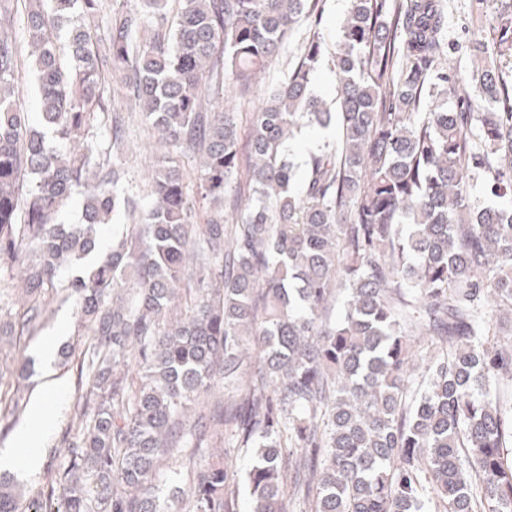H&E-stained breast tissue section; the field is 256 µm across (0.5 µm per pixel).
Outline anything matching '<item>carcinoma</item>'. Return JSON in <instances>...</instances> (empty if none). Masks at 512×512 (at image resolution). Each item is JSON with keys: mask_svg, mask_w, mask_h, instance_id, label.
Returning <instances> with one entry per match:
<instances>
[{"mask_svg": "<svg viewBox=\"0 0 512 512\" xmlns=\"http://www.w3.org/2000/svg\"><path fill=\"white\" fill-rule=\"evenodd\" d=\"M167 2L0 0V271L24 294L0 335H34L73 266L87 336L64 351L75 441L24 500L0 473V512H236L243 492L250 512H512V206L482 201H512V0L467 75L441 62L443 0H348L335 112L311 89L323 0H179L174 24ZM303 19L243 145L226 82L248 94ZM132 116L164 147L145 203L123 189ZM304 123L340 134L294 193ZM26 406L0 384V416ZM227 444L253 449L245 475ZM185 448L211 462L164 495ZM190 456L189 451H183L180 453H175L173 456L165 459L160 466V474H159V484H165L169 486L173 480L180 481L183 480L182 483L185 482L187 475V468H192V466L203 465L207 462V460L211 461V459L197 458L194 463L190 464Z\"/></svg>", "mask_w": 512, "mask_h": 512, "instance_id": "cac0c4a2", "label": "carcinoma"}]
</instances>
